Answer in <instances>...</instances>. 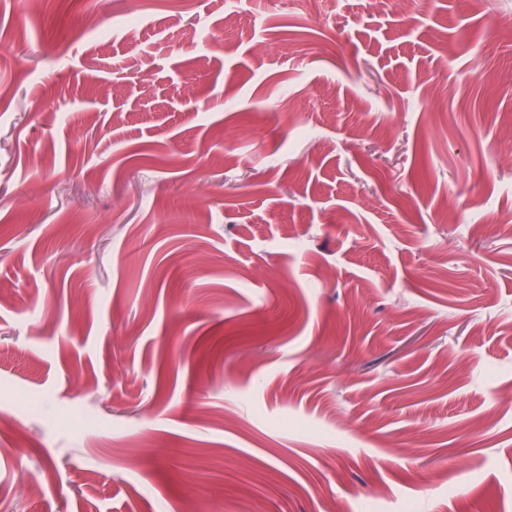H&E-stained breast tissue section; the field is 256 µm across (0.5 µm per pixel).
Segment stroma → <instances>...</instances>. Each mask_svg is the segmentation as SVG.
Here are the masks:
<instances>
[{
	"label": "stroma",
	"instance_id": "stroma-1",
	"mask_svg": "<svg viewBox=\"0 0 512 512\" xmlns=\"http://www.w3.org/2000/svg\"><path fill=\"white\" fill-rule=\"evenodd\" d=\"M493 15L0 0V512H512Z\"/></svg>",
	"mask_w": 512,
	"mask_h": 512
}]
</instances>
